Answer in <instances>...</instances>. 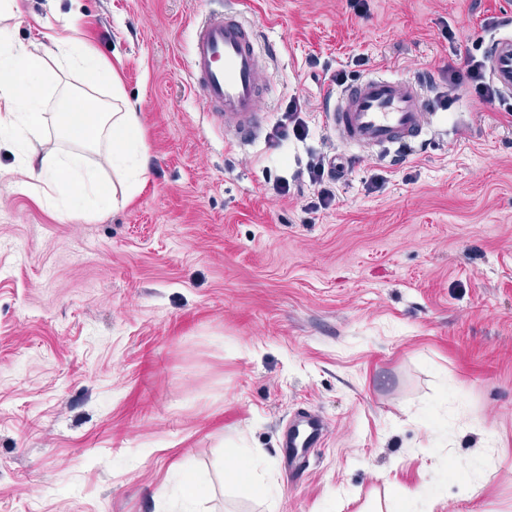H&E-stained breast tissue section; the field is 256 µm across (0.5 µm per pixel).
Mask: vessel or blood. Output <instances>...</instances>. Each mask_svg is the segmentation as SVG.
Returning a JSON list of instances; mask_svg holds the SVG:
<instances>
[{"label":"vessel or blood","instance_id":"vessel-or-blood-1","mask_svg":"<svg viewBox=\"0 0 512 512\" xmlns=\"http://www.w3.org/2000/svg\"><path fill=\"white\" fill-rule=\"evenodd\" d=\"M272 47L260 46L254 25L230 11L210 12L193 28L190 73L207 111L217 113L224 130L241 141L262 125L264 93L269 76L266 61ZM491 81L501 95H512V30L494 37L487 53ZM337 139L361 153H384L389 147L409 146L432 124L427 88L393 70L370 73L336 95L327 112ZM324 422L315 412L289 425L283 446L289 459L319 447Z\"/></svg>","mask_w":512,"mask_h":512}]
</instances>
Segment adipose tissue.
<instances>
[{
  "instance_id": "adipose-tissue-1",
  "label": "adipose tissue",
  "mask_w": 512,
  "mask_h": 512,
  "mask_svg": "<svg viewBox=\"0 0 512 512\" xmlns=\"http://www.w3.org/2000/svg\"><path fill=\"white\" fill-rule=\"evenodd\" d=\"M53 44L56 64L79 68L94 81L116 84L110 64L80 39L78 21H71L67 34L54 38ZM44 77L42 59L35 50L0 30V148L18 150L20 138L39 133ZM55 127L57 138L42 140L44 155L37 177L60 193L66 214L78 212L86 197L108 201L111 187L89 168L83 151L63 149V141L103 153L113 171L132 179L146 171L147 148L134 109L121 111L107 103L95 106L86 96L69 93L55 115Z\"/></svg>"
}]
</instances>
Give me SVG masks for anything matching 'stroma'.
Returning a JSON list of instances; mask_svg holds the SVG:
<instances>
[{
    "label": "stroma",
    "mask_w": 512,
    "mask_h": 512,
    "mask_svg": "<svg viewBox=\"0 0 512 512\" xmlns=\"http://www.w3.org/2000/svg\"><path fill=\"white\" fill-rule=\"evenodd\" d=\"M12 40L50 45L72 11L139 114L149 163L117 208L60 213L25 173L37 138L0 153V512H265L224 479L237 449L279 512H512V114L449 70L484 59L512 0H17ZM231 8L274 43L263 127L227 137L190 80L192 25ZM452 30L455 40L444 37ZM392 66L428 80L437 123L408 149L359 155L306 211L274 193L343 145L328 74ZM111 85L51 68L42 134L64 92ZM306 139H277L292 97ZM327 433L305 472L283 431ZM324 438V422L316 412H307L301 419L288 426L282 448H286L292 462L309 448H317Z\"/></svg>",
    "instance_id": "35a3bbf8"
}]
</instances>
